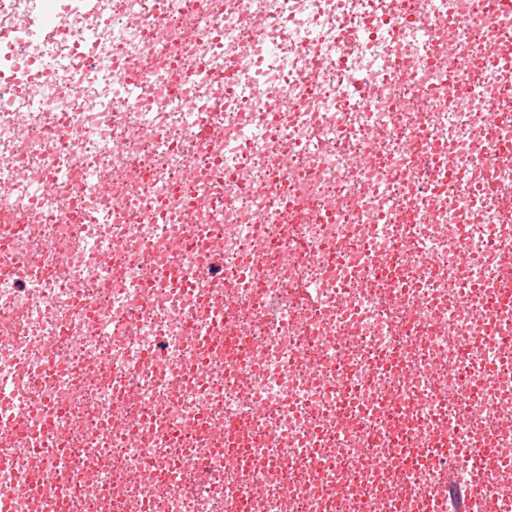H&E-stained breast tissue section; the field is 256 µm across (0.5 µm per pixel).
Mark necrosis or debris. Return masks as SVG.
<instances>
[{"instance_id":"4bbe7bcc","label":"necrosis or debris","mask_w":512,"mask_h":512,"mask_svg":"<svg viewBox=\"0 0 512 512\" xmlns=\"http://www.w3.org/2000/svg\"><path fill=\"white\" fill-rule=\"evenodd\" d=\"M47 15L0 39L7 512H512V0H0Z\"/></svg>"}]
</instances>
